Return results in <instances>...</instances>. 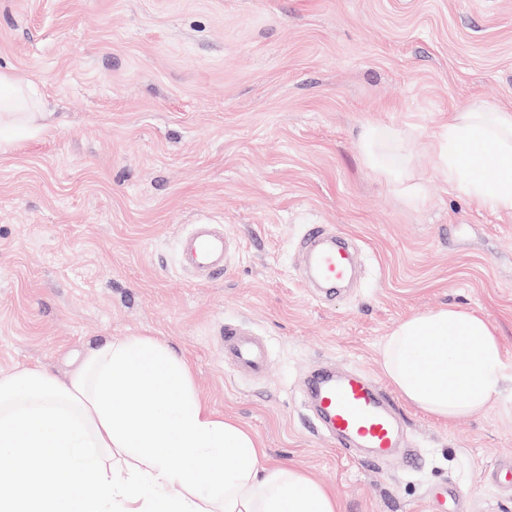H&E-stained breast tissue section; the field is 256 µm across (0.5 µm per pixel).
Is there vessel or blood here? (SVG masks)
Instances as JSON below:
<instances>
[{
  "label": "vessel or blood",
  "instance_id": "1",
  "mask_svg": "<svg viewBox=\"0 0 512 512\" xmlns=\"http://www.w3.org/2000/svg\"><path fill=\"white\" fill-rule=\"evenodd\" d=\"M307 253L311 279L331 288L342 284L349 273L344 238L325 235L321 225L312 226L301 244ZM231 251V239L212 224H196L182 237L179 268L190 277L222 273ZM224 362L237 373L263 374L268 366L266 344L243 330L228 326L221 342ZM306 403L319 432L340 440L347 448H369L374 460L396 453L398 409L390 395L359 370L336 373L332 366L316 367L304 384Z\"/></svg>",
  "mask_w": 512,
  "mask_h": 512
}]
</instances>
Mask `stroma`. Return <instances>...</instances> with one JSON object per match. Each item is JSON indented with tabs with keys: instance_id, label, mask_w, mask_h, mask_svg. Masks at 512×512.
Instances as JSON below:
<instances>
[{
	"instance_id": "35a3bbf8",
	"label": "stroma",
	"mask_w": 512,
	"mask_h": 512,
	"mask_svg": "<svg viewBox=\"0 0 512 512\" xmlns=\"http://www.w3.org/2000/svg\"><path fill=\"white\" fill-rule=\"evenodd\" d=\"M0 71L51 114L0 153V374L62 379L108 337L153 336L344 512H512V390L448 424L398 401L416 460L377 465L317 434L300 397L325 362L391 388L382 342L449 305L483 315L512 365V213L423 148L469 102L512 110V0H0ZM371 127L402 133L383 160L420 200L375 176ZM204 221L236 246L196 282L177 242ZM311 224L362 253L330 299L301 276ZM228 323L268 341L263 378L225 366Z\"/></svg>"
}]
</instances>
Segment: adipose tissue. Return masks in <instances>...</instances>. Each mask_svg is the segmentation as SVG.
Returning <instances> with one entry per match:
<instances>
[{
	"label": "adipose tissue",
	"instance_id": "ef3b65f1",
	"mask_svg": "<svg viewBox=\"0 0 512 512\" xmlns=\"http://www.w3.org/2000/svg\"><path fill=\"white\" fill-rule=\"evenodd\" d=\"M32 81L0 72V145L45 127ZM433 148L448 183L512 212V111L474 102ZM491 155L494 178L478 173ZM401 397L450 422L502 393L499 336L455 306L403 320L380 348ZM81 455L62 475L58 460ZM179 486L169 496L171 486ZM54 495H45V487ZM0 512H343L340 494L269 462L260 439L214 412L187 362L151 336L91 348L66 379L38 366L0 375Z\"/></svg>",
	"mask_w": 512,
	"mask_h": 512
}]
</instances>
